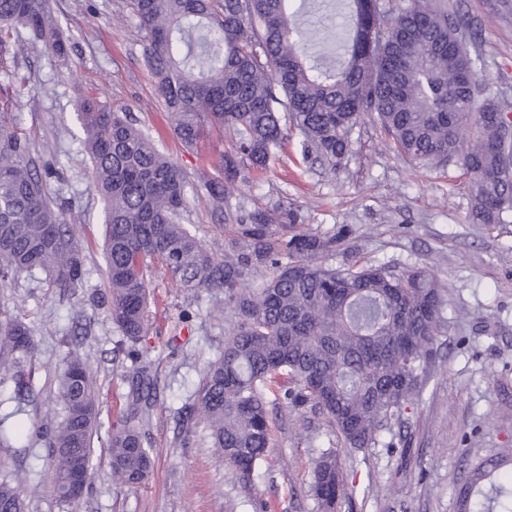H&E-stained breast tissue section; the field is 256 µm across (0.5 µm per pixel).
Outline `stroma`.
<instances>
[{
	"instance_id": "1",
	"label": "stroma",
	"mask_w": 512,
	"mask_h": 512,
	"mask_svg": "<svg viewBox=\"0 0 512 512\" xmlns=\"http://www.w3.org/2000/svg\"><path fill=\"white\" fill-rule=\"evenodd\" d=\"M433 3L465 16L485 83L512 113V0ZM52 7L71 45L68 56L26 47L0 63V91L15 97L19 130L33 150L54 164L50 184L72 207L69 224L86 247V278L65 293L38 272L0 288L1 300L23 309L37 344L34 399L1 404L0 426L11 432L62 416L53 379L71 353L88 361L96 379L102 426L93 443L96 480L75 503L55 494L45 445L0 447V478L26 479V512H318L314 461L335 443L318 412L274 408L270 447L248 483L215 449L183 444L178 410L224 347L226 324L211 315L224 294L190 293L158 272L139 345L155 383L142 423L153 469L138 488L113 481L101 461L108 428L131 404L138 382L108 316L103 204L78 146L76 111L84 96L131 112L178 163L192 183L183 222L214 254L231 247L230 225L261 211L271 223L322 234L348 226L350 250L330 256L333 266L356 256L399 273L430 274L443 290V321L425 390L389 443L342 453L352 494L336 512H458L455 490L470 469L512 450V216L501 224L473 222L462 171L411 161L373 114L352 127L347 152L334 164L304 156L301 135L290 131L269 168L233 185L223 216H215L195 184L202 172H214L232 138L212 135L191 149L174 138L129 0H52ZM25 81L41 90L38 102L21 94Z\"/></svg>"
}]
</instances>
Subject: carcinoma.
<instances>
[{
  "mask_svg": "<svg viewBox=\"0 0 512 512\" xmlns=\"http://www.w3.org/2000/svg\"><path fill=\"white\" fill-rule=\"evenodd\" d=\"M367 2L355 12L347 0L345 19L356 33L330 69L298 36L292 0H130L176 138L189 147L213 131L235 137L217 173L201 181L213 210L224 212L227 189L244 171L269 167L288 127L300 132L306 153L334 164L361 114L373 112L413 162L453 164L471 176L473 221L505 222L512 214V119L479 75L467 21L411 0L383 25L379 0ZM361 29L375 40L359 38ZM21 30L29 43L67 55L50 0H0L1 53ZM13 107L0 97V285L41 270L51 287L70 292L86 275L82 247L66 224L68 205L49 188L51 162L17 131ZM77 121L92 189L104 203L109 314L122 336L134 345L144 337L156 264L189 292L224 291L233 310L224 349L179 411L184 442L217 449L249 482L270 443L269 392L285 405H311L354 451L377 446L403 424L421 398L441 323L442 294L432 279L366 261L325 265L321 258L336 252L348 230L318 234L271 224L262 212L232 225L234 245L218 256L181 223L186 175L130 113L84 97ZM261 268L269 275L253 292L246 280ZM36 349L25 316L0 306V393L11 384L14 398L30 396ZM139 373L136 403L144 408L112 423L108 448L113 479L131 487L152 468L134 421L150 407L153 381L145 368ZM58 390L61 420L33 421L27 447L48 437L46 466L67 501L75 465L92 484L99 395L89 365L71 354ZM511 464L506 454L474 466L456 490L459 512H512V470L498 478ZM21 483L0 482V512H23ZM312 492L320 512H336L348 496L336 450L315 460Z\"/></svg>",
  "mask_w": 512,
  "mask_h": 512,
  "instance_id": "cac0c4a2",
  "label": "carcinoma"
}]
</instances>
